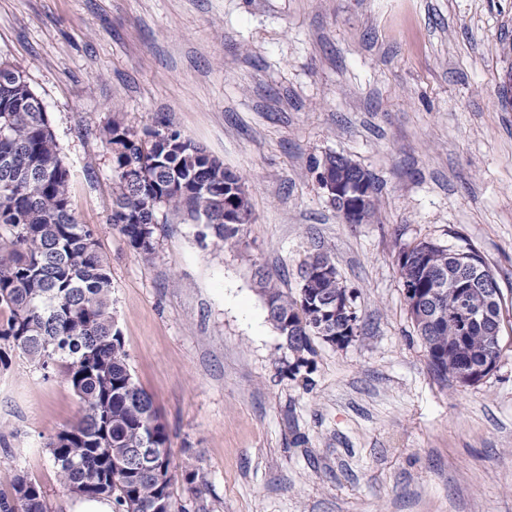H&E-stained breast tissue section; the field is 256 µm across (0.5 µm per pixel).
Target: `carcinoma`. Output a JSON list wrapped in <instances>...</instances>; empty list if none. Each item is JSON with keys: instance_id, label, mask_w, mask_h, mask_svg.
Here are the masks:
<instances>
[{"instance_id": "obj_1", "label": "carcinoma", "mask_w": 512, "mask_h": 512, "mask_svg": "<svg viewBox=\"0 0 512 512\" xmlns=\"http://www.w3.org/2000/svg\"><path fill=\"white\" fill-rule=\"evenodd\" d=\"M112 157L110 224L146 262L153 259L157 209L206 224L227 243L250 220L224 222V185L240 176L200 145L160 122L137 131L115 116L105 130ZM320 172L351 180L362 168L341 155L315 162ZM70 170L41 99L24 71L0 62V366L18 353L39 369L64 376L81 403L78 422L52 438L49 448L60 482L88 498L112 497L121 512H174L175 470L168 432L150 395L135 381L123 337L112 314V271L96 233L71 210ZM397 262L408 308L430 307L415 319L430 368L442 382L473 386L462 367L499 359L501 296L481 253L432 240L406 245ZM325 252L299 268L300 288L289 296L263 287L279 309L268 320L288 331L287 350L312 361V338L336 343L355 295L338 271L316 273ZM483 317L475 339L458 338L463 317L457 291ZM0 512H46L41 487L18 474Z\"/></svg>"}]
</instances>
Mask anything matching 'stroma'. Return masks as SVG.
<instances>
[{
    "mask_svg": "<svg viewBox=\"0 0 512 512\" xmlns=\"http://www.w3.org/2000/svg\"><path fill=\"white\" fill-rule=\"evenodd\" d=\"M0 61L20 65L71 170V208L112 270L137 383L167 427L180 512H512V0H0ZM162 120L248 189L227 243L158 210L143 262L108 222L113 113ZM368 171L379 205L344 223L314 160ZM470 245L502 292V356L443 384L410 318L400 246ZM328 251L357 334L313 339L312 388L286 375L258 271L294 295ZM64 377L0 368V492L16 474L70 512L47 443L75 424Z\"/></svg>",
    "mask_w": 512,
    "mask_h": 512,
    "instance_id": "1",
    "label": "stroma"
}]
</instances>
